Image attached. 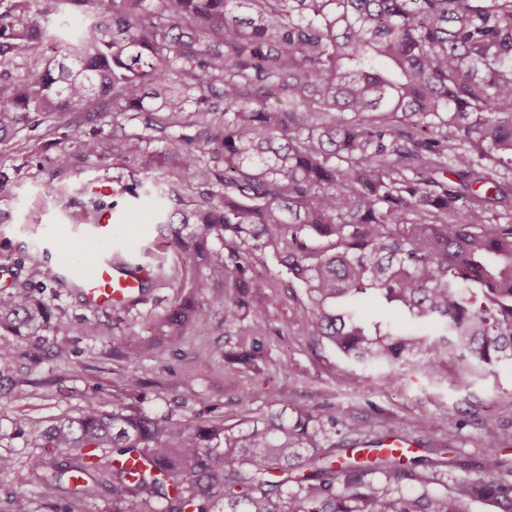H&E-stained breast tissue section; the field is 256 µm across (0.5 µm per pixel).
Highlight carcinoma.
<instances>
[{"label":"carcinoma","mask_w":512,"mask_h":512,"mask_svg":"<svg viewBox=\"0 0 512 512\" xmlns=\"http://www.w3.org/2000/svg\"><path fill=\"white\" fill-rule=\"evenodd\" d=\"M53 13L87 22L63 39ZM94 98L164 139L195 107L175 149L200 191L166 224L236 307L266 294L253 257L270 249L303 290L293 322L388 383L447 356L512 360V0H0V140ZM365 294L402 318L345 306ZM50 318L12 293L0 360ZM209 318L191 294L159 335ZM334 434L284 400L232 426L114 406L57 418L33 443L63 454L34 467L43 496L108 487L112 512H512L494 453L448 491V462L379 441L360 460Z\"/></svg>","instance_id":"carcinoma-1"}]
</instances>
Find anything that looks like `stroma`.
<instances>
[{"label": "stroma", "mask_w": 512, "mask_h": 512, "mask_svg": "<svg viewBox=\"0 0 512 512\" xmlns=\"http://www.w3.org/2000/svg\"><path fill=\"white\" fill-rule=\"evenodd\" d=\"M125 141L138 142L139 151H118ZM139 181L150 198L131 196ZM104 185L111 194L94 196ZM172 188L185 204L199 192L193 171L176 165L171 143L135 122L113 129L111 113L96 100L0 141V303L23 292L52 315L39 335L13 337L14 357L0 361V455L13 461L0 472V512H12L19 492L28 495L31 512H67L64 498L42 497L32 479L39 451L29 434L60 416L116 404L155 418L231 425L269 411L270 398H284L336 419L337 438L362 456L379 439L405 441L411 457L450 448L454 464L439 472L448 487L481 475L493 452L512 467V363L468 376L463 361L447 357L434 375L412 365L391 384L363 380L361 369L291 324L294 303L269 250L253 265L278 303L226 314L231 291L222 274L198 271L159 225L178 201L168 196ZM89 251H118L124 261L174 270L179 282L149 289L123 309L90 311L68 270ZM198 275L208 283L201 299L210 322L177 340L154 335L153 323ZM88 321L97 322L96 335H84ZM221 323L226 331H218ZM124 334L135 345L114 350L113 339ZM245 350L253 359L236 361ZM133 369L141 385L131 391L125 376ZM351 423L360 433L347 432Z\"/></svg>", "instance_id": "1"}]
</instances>
